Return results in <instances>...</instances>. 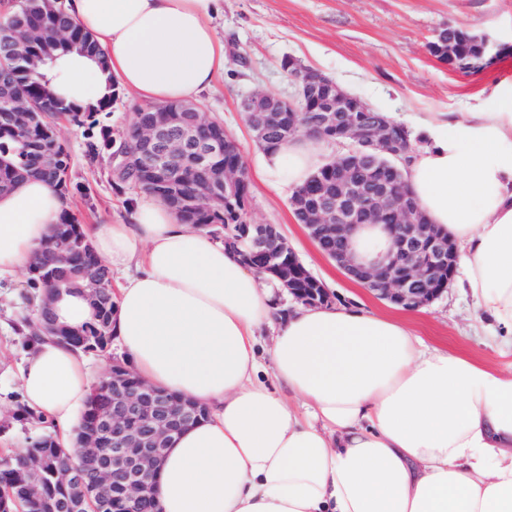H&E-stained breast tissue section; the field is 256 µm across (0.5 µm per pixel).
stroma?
Here are the masks:
<instances>
[{"label": "stroma", "mask_w": 512, "mask_h": 512, "mask_svg": "<svg viewBox=\"0 0 512 512\" xmlns=\"http://www.w3.org/2000/svg\"><path fill=\"white\" fill-rule=\"evenodd\" d=\"M444 24L511 45L512 0H224L215 19L224 39V78L195 103L221 121L238 144L252 175L249 221L277 225L304 265L329 288L333 305L390 314L408 321L429 346L503 367L512 363V348L492 337L493 321L476 310L460 281L433 303L406 310L376 298L325 257L293 211L254 178L261 149L239 107L254 92L293 97L294 83L282 69L290 56L404 126L417 112L493 108L512 85V53L480 72H461L429 50ZM59 129L71 154L72 182L91 187L90 200L74 197V212L86 224L118 221L125 197L111 179L115 162L106 157L89 163L85 130L65 122ZM25 289L22 279L0 282V423L18 391L22 343L14 324L29 308Z\"/></svg>", "instance_id": "obj_1"}]
</instances>
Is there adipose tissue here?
Wrapping results in <instances>:
<instances>
[{
    "label": "adipose tissue",
    "mask_w": 512,
    "mask_h": 512,
    "mask_svg": "<svg viewBox=\"0 0 512 512\" xmlns=\"http://www.w3.org/2000/svg\"><path fill=\"white\" fill-rule=\"evenodd\" d=\"M100 61L58 67L91 95L104 72L141 101H186L224 72L223 0H64ZM405 168L410 195L458 247L477 310L512 334V88L495 111L423 112ZM302 138L264 151L275 191L322 164ZM67 201L50 181L0 193V280L27 272ZM116 288L112 336L144 383L206 406L156 477L159 512H512V370L427 348L406 323L330 305L280 314L279 282L139 193L124 221L86 227ZM94 309L74 289L52 305L74 330ZM271 328L273 375L257 333ZM29 409L70 443L94 380L79 350L44 338L18 374Z\"/></svg>",
    "instance_id": "1"
}]
</instances>
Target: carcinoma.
<instances>
[{"label": "carcinoma", "instance_id": "cac0c4a2", "mask_svg": "<svg viewBox=\"0 0 512 512\" xmlns=\"http://www.w3.org/2000/svg\"><path fill=\"white\" fill-rule=\"evenodd\" d=\"M10 10L1 13L0 50L19 42L25 54L16 61L0 63V192L12 189L26 176H39L54 183L63 194L78 193L90 196V187L71 182V155L69 150L57 152V164L46 168L41 157L55 150L53 140L45 133L49 120L63 118L70 123L92 131L87 141V156L95 162L104 154H113V148L125 150L126 162L119 170L116 184L136 192L155 195L166 202L180 220L224 238V244L236 250L249 245L244 229L250 224L243 215L224 217L221 208L195 206L191 200L202 195L208 187L209 175L204 171H191L175 190L160 192L141 179L138 155L140 145L123 134L120 140L112 138L111 130L99 125L97 114L109 110L119 94L118 84L107 76L96 101L91 102L70 92L54 93L47 87L50 79L41 72L59 60L77 53L89 59L100 58L95 41L74 25L57 2L46 0H10ZM459 66L476 73L484 69V56L476 36L470 32L451 28L446 31L440 59L448 57V48ZM68 247L70 259L62 267L55 266L56 251L60 245ZM52 273L51 285L37 276H28L25 298L29 303L43 299L47 289L58 294L70 288L100 286L99 295L92 302L94 319L78 332L67 329L54 333L60 342L86 354H108L112 348V294L111 277L97 256L78 216L63 213L41 252L35 255ZM12 414L18 422L27 421L43 432L28 438L27 446L9 450L0 455V494L13 496L21 512H41L30 502L27 491V471L36 465L35 455L45 456L58 470L77 461L78 449L60 446L56 437L46 431L50 423L33 414L15 396ZM112 410V392L103 383L93 388L91 399L80 425L86 435L96 433L98 412Z\"/></svg>", "mask_w": 512, "mask_h": 512}]
</instances>
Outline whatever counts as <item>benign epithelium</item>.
Listing matches in <instances>:
<instances>
[{
  "mask_svg": "<svg viewBox=\"0 0 512 512\" xmlns=\"http://www.w3.org/2000/svg\"><path fill=\"white\" fill-rule=\"evenodd\" d=\"M286 70L299 100L254 93L241 99L240 109L255 141L262 144L285 127L288 134H295V122L283 123V113L297 115L305 99L316 117L303 134L329 144L347 145L346 152L322 165L310 176L308 186L291 200L302 212L311 238L336 242V248L325 256L378 298L404 309L432 303L448 290L455 275L456 246L425 220L406 191L394 192L366 170V161L379 155L404 160L410 149L407 139L321 72L292 58ZM186 111L190 116L177 135L173 126L180 118L165 113L148 126L133 128L132 135L142 149L141 169L160 175L164 185L172 186L181 180L186 156L200 168H218L223 174L214 178L208 195L224 210L238 212L246 206L249 189L248 181L231 162V147L237 143L228 136L211 134V118L197 106ZM365 227L380 228L389 241L388 248L371 259L361 257L352 242L353 233ZM285 253L286 265L279 262ZM242 262L274 276L282 290L302 306L330 302L325 284L303 266L297 253L271 227L256 230ZM303 275L313 287H298ZM107 383L112 386V411L99 416L97 422L112 435L111 453L99 462L92 480L79 470L59 476L72 491L71 507L76 512H87L89 507L97 512L103 507L101 487L108 482L118 487L128 504L149 497L153 491L150 475L160 466L174 436L198 418L197 405L177 404L169 393L147 384H129V368L115 360Z\"/></svg>",
  "mask_w": 512,
  "mask_h": 512,
  "instance_id": "obj_1",
  "label": "benign epithelium"
}]
</instances>
